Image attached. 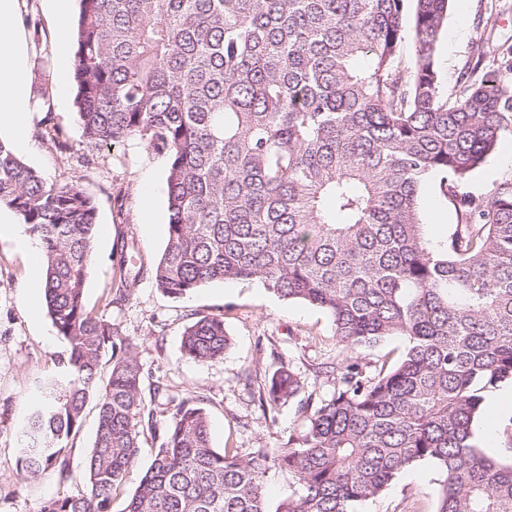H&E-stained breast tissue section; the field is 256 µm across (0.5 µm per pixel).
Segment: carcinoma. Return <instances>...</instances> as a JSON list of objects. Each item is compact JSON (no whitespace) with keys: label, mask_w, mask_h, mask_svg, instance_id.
I'll use <instances>...</instances> for the list:
<instances>
[{"label":"carcinoma","mask_w":512,"mask_h":512,"mask_svg":"<svg viewBox=\"0 0 512 512\" xmlns=\"http://www.w3.org/2000/svg\"><path fill=\"white\" fill-rule=\"evenodd\" d=\"M78 2L85 142L138 140L168 159L166 247L151 266L121 264L112 300L145 279L174 300L257 281L324 310L341 358L316 401L283 363L264 377L263 409L296 400L301 412L281 446L212 448L193 399L158 423L137 344L85 305L93 198L47 183L0 140V204L43 250L45 306L68 346L31 402L21 471L69 469V439L97 402L86 490L40 512H112L146 431L158 447L122 512H360L425 461L444 474L436 512H512V461L474 433L485 389L512 383V176L484 197L464 191L512 133V43L488 64L478 55L450 92L436 62L449 0ZM429 180L457 215L436 245L419 212ZM187 317L183 355L223 357L224 316ZM389 336L404 354L366 375L356 353ZM272 468L302 486L274 507Z\"/></svg>","instance_id":"cac0c4a2"}]
</instances>
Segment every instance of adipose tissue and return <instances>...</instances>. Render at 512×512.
Instances as JSON below:
<instances>
[{"label": "adipose tissue", "instance_id": "1", "mask_svg": "<svg viewBox=\"0 0 512 512\" xmlns=\"http://www.w3.org/2000/svg\"><path fill=\"white\" fill-rule=\"evenodd\" d=\"M24 0H0V133L16 151L28 149L31 92L28 57L32 46L17 23Z\"/></svg>", "mask_w": 512, "mask_h": 512}]
</instances>
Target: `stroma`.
Returning <instances> with one entry per match:
<instances>
[{
  "mask_svg": "<svg viewBox=\"0 0 512 512\" xmlns=\"http://www.w3.org/2000/svg\"><path fill=\"white\" fill-rule=\"evenodd\" d=\"M487 0H451L448 19L437 49V65L447 85H454L464 65L486 43H512V0H498L499 17L491 35L483 33ZM52 128L54 140L33 138L24 161L47 182L72 184L91 195L97 207L90 264L85 288L88 311L105 317L135 341L145 374L144 400L157 420H164L181 402L200 398L209 413L211 445L245 452L259 444L284 442L301 421L295 405L263 411L257 396L265 374L279 364L289 365L304 381L306 393L321 398L333 384L315 376L314 367L335 361L340 349L330 317L320 308L279 298L255 281L215 282L186 300H174L151 281H143L129 300L112 303L111 290L121 254L123 234L134 233L145 264L157 262L167 243V201L153 198L154 223L141 224V186L164 182L165 155L133 141L125 147L95 149L82 137L72 101H52L50 111L35 110L31 128ZM512 175V135H504L496 153L467 181L475 196L489 193L496 180ZM421 220L431 241L452 232L456 213L435 181L421 191ZM31 266L13 236L0 237V512H39L42 502L60 493L78 494L86 479L79 466L90 450L96 411L87 409L81 431L72 441L68 472L50 473L39 480L19 473L17 431L24 422L37 380L56 370L66 355L48 314L31 320L26 309V286ZM197 311L220 314L231 338L224 357L195 362L181 352L187 315ZM444 475L423 462L401 473L380 497L365 502L360 512H435L437 490Z\"/></svg>",
  "mask_w": 512,
  "mask_h": 512,
  "instance_id": "1",
  "label": "stroma"
}]
</instances>
